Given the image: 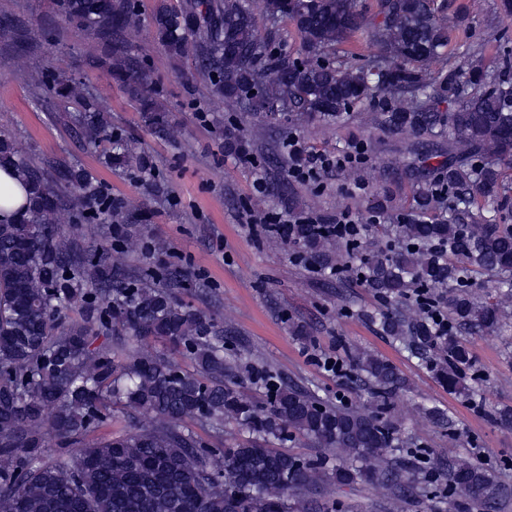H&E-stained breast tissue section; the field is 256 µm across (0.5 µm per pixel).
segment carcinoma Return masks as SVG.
<instances>
[{
    "label": "carcinoma",
    "mask_w": 512,
    "mask_h": 512,
    "mask_svg": "<svg viewBox=\"0 0 512 512\" xmlns=\"http://www.w3.org/2000/svg\"><path fill=\"white\" fill-rule=\"evenodd\" d=\"M62 20L93 35L87 53L103 74L137 104L144 125L171 142L182 137L169 110L150 88L139 45L143 19L135 0H56ZM265 18L293 26L299 49L276 48V31L261 32L251 0H156L155 42L173 61L193 58L212 92L239 113L241 128L274 116L269 105L297 123L330 124L373 103L374 120L389 133L426 138L423 160H438L433 186L415 196L418 217L389 219L368 251L363 238L322 237L304 224L289 227L298 259L333 265L344 249L359 262L362 285L395 307L378 312L383 331L425 361L439 383L459 396L477 378L463 335L500 329L505 316L487 296L470 294L473 277L506 276L512 295V224L497 216L467 224L478 200L505 195L503 170L512 167V52L489 70L480 62L465 73L432 78L427 66L445 55L453 21L435 0H380V21L358 0H261ZM364 36L377 52L362 63L337 61L336 46ZM38 93L80 105L59 116L107 165L145 172L128 136L92 99L85 84L56 73L46 81L37 56L25 51ZM454 107L441 112L436 101ZM273 193L288 194V163ZM12 165L30 186L27 216L0 223V512H320L313 496L329 484L357 480L382 487L387 512H403L433 472L417 465L423 451L401 438L385 416L405 388L392 364L368 351L348 354L355 382L370 409L333 402L253 368L266 400L237 388V366L224 357V326L213 314L178 300L188 275L156 260L160 243L138 239L124 200L79 166L37 161L12 133L0 130V164ZM108 225L95 243L66 231L64 214ZM141 248L145 259L119 262L110 252ZM436 292L448 332L410 315L413 295ZM161 338L182 349L184 369L162 355L119 359L127 343ZM154 415L148 426L99 436L112 413ZM207 429L201 436L187 425ZM241 438L224 444V424ZM293 436L341 458H304L279 449ZM76 444L69 462L55 458L51 438ZM449 504L457 512H494L507 498L493 472L456 457L445 472Z\"/></svg>",
    "instance_id": "carcinoma-1"
}]
</instances>
